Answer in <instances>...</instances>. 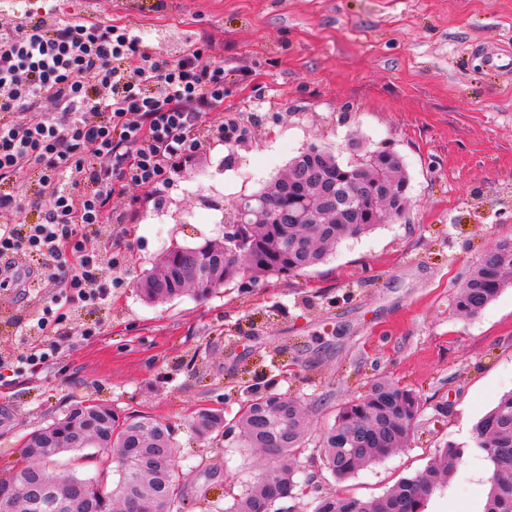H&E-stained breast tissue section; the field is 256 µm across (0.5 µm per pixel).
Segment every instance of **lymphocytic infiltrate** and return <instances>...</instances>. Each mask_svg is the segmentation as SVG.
Instances as JSON below:
<instances>
[{"label":"lymphocytic infiltrate","instance_id":"lymphocytic-infiltrate-1","mask_svg":"<svg viewBox=\"0 0 512 512\" xmlns=\"http://www.w3.org/2000/svg\"><path fill=\"white\" fill-rule=\"evenodd\" d=\"M47 101L51 118L22 121ZM223 102L224 66L201 49L169 60L109 22L67 19L21 32L0 20V181L28 166L53 189L39 224L12 223L22 199L0 193V256L38 254L61 278L53 306L22 335L55 329L68 309L109 297L89 228L124 223L112 197L126 187L165 188L196 153L203 116Z\"/></svg>","mask_w":512,"mask_h":512}]
</instances>
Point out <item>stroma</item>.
I'll return each mask as SVG.
<instances>
[{
	"instance_id": "stroma-1",
	"label": "stroma",
	"mask_w": 512,
	"mask_h": 512,
	"mask_svg": "<svg viewBox=\"0 0 512 512\" xmlns=\"http://www.w3.org/2000/svg\"><path fill=\"white\" fill-rule=\"evenodd\" d=\"M4 7L41 31L92 11L170 60L201 47L224 64V103L205 116L201 146L170 186L129 187L112 199L122 210L138 198L125 223L94 226L104 278L123 282L111 300L23 341L18 324L39 317L57 288L35 257H14L26 277L0 288V474L26 434L96 399L165 418L180 445L184 512H215L242 493L243 460L226 454L223 437L198 439L193 412L219 408L230 420L251 391H276L307 405L318 435L380 379L421 396L414 435L343 481L308 445L298 468L311 491L285 500L289 512H313L320 497H380L424 471L444 443H471L475 423L512 390V287L473 317L454 304L479 257L512 238V71L487 67L489 53H512V0H0ZM225 120L240 138H216ZM312 145L343 160L354 145L397 152L409 182L402 218L288 279L234 283L202 303L140 296L137 278L163 251L222 240L233 202ZM0 188L23 199L12 223H41L51 206V188L30 168ZM116 239L130 245L117 266ZM39 345L50 358L30 364ZM490 476L484 453H469L429 512H483Z\"/></svg>"
}]
</instances>
